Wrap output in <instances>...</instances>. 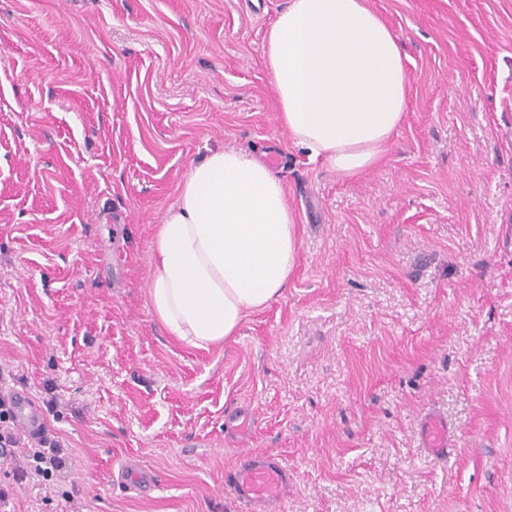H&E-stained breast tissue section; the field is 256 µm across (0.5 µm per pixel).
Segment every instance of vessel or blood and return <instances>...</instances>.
<instances>
[{"mask_svg":"<svg viewBox=\"0 0 512 512\" xmlns=\"http://www.w3.org/2000/svg\"><path fill=\"white\" fill-rule=\"evenodd\" d=\"M13 412L17 425L26 433H40L44 427L43 409L27 392L14 393ZM422 445L437 457H447L451 447L448 425L445 420L428 417L422 431ZM245 464L234 466L227 473L238 501L245 512H267L269 506L285 500L293 483V473L281 457L251 452ZM124 483L134 488H155L152 471L134 465H123Z\"/></svg>","mask_w":512,"mask_h":512,"instance_id":"vessel-or-blood-1","label":"vessel or blood"}]
</instances>
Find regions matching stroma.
<instances>
[{"label":"stroma","instance_id":"obj_1","mask_svg":"<svg viewBox=\"0 0 512 512\" xmlns=\"http://www.w3.org/2000/svg\"><path fill=\"white\" fill-rule=\"evenodd\" d=\"M367 3L408 109L348 177L278 125L264 37L287 0H0V368L71 459L15 512H237L240 405L294 475L282 512H512V0ZM222 149L279 176L298 252L204 350L153 315V228ZM128 460L153 491L113 478ZM421 440L422 446L436 457H447L452 447L447 422L434 415L428 417Z\"/></svg>","mask_w":512,"mask_h":512}]
</instances>
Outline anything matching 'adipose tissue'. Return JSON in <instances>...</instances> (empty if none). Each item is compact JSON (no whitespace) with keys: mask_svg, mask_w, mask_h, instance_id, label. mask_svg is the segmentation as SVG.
<instances>
[{"mask_svg":"<svg viewBox=\"0 0 512 512\" xmlns=\"http://www.w3.org/2000/svg\"><path fill=\"white\" fill-rule=\"evenodd\" d=\"M405 58L365 0H288L265 36L279 125L337 174L368 170L405 119ZM294 225L266 164L232 149L193 164L152 244L149 301L167 334L207 349L281 297L296 261Z\"/></svg>","mask_w":512,"mask_h":512,"instance_id":"1","label":"adipose tissue"}]
</instances>
